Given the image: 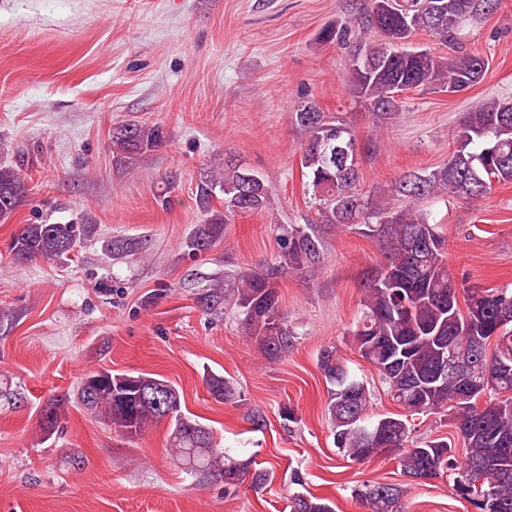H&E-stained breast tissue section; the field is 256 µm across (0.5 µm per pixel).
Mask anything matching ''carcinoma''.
I'll return each mask as SVG.
<instances>
[{
    "mask_svg": "<svg viewBox=\"0 0 512 512\" xmlns=\"http://www.w3.org/2000/svg\"><path fill=\"white\" fill-rule=\"evenodd\" d=\"M443 4L434 8V2ZM370 0L365 21L355 41L348 26L328 25L318 34L322 42L351 48L348 82L352 95L379 122L392 118L399 101L391 99L394 87L432 86L454 94L479 84L487 59L456 46L455 54L430 50L419 56L397 51L389 42L392 30L412 35L425 31L441 43L457 41L460 22L488 15L497 0H387L388 9L377 13ZM295 124L308 134L301 148L306 188L316 208V218L277 228L278 252L259 272L224 273L199 290L196 302L204 312H222L233 303L242 310L251 335L265 359L286 356L295 344L280 310L279 285L295 272L314 271L324 261L325 234L362 228L374 239L382 261L366 273L362 314L353 330L355 350L377 371L387 393L405 414L382 415L366 423L371 392L349 368L336 347L326 348L318 366L327 387L326 415L336 448L352 461L370 458L367 439L383 427L398 443L395 455L401 476L416 482L436 478L459 468L452 445L434 438L410 444V418L443 414L462 437V460L488 474L494 499L503 512H512V289H474L459 303L448 270L447 236L422 206L430 199L478 200L493 187L512 182V97L476 103L450 133L455 146L448 160L427 172H410L389 189L387 201L377 203L362 193L358 162L331 163L336 144L352 145L351 129L324 112L314 100L293 113ZM169 135L157 122H127L112 129V159L128 172L143 157L165 146ZM271 187L256 171L226 160L200 173L195 207L200 223L188 238L186 249L206 252L224 242V225L243 210L265 211ZM25 168L0 161V223L30 201ZM94 224L74 222L21 224L10 243L17 263L42 260L59 264L77 243L93 237ZM145 248L139 237L115 235L103 249L111 259L135 256ZM453 352L469 374L482 382L489 398L477 407L465 397L461 376L448 365ZM511 366L503 372L498 365ZM207 390L219 402L239 396L234 381L209 373ZM77 402L91 415L120 434L134 438L171 412V448L183 469L209 484L234 487L246 475L260 486L271 477L264 469L251 470L249 459L238 460L215 449L206 425L182 411L179 391L164 379L104 370L87 376L77 391ZM405 485L365 483L358 496L370 512H402ZM290 512H334L332 502L311 494L290 500Z\"/></svg>",
    "mask_w": 512,
    "mask_h": 512,
    "instance_id": "cac0c4a2",
    "label": "carcinoma"
}]
</instances>
